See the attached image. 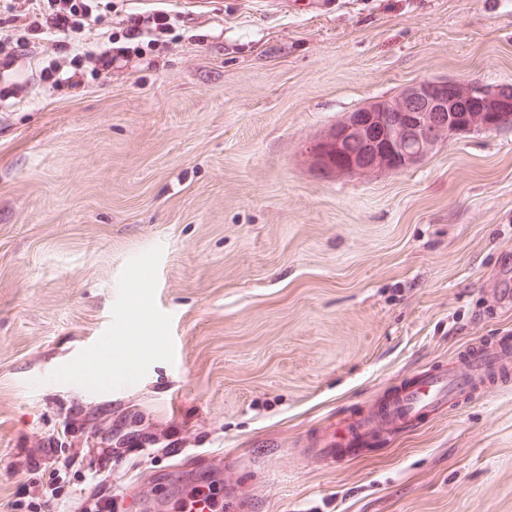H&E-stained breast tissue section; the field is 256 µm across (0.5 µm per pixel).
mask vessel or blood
I'll return each instance as SVG.
<instances>
[{"instance_id": "1", "label": "vessel or blood", "mask_w": 512, "mask_h": 512, "mask_svg": "<svg viewBox=\"0 0 512 512\" xmlns=\"http://www.w3.org/2000/svg\"><path fill=\"white\" fill-rule=\"evenodd\" d=\"M512 379V340L494 347L474 346L458 359L401 379L346 421L321 428L306 442L310 457L322 464L356 456L373 442L390 434H406L428 423L437 411L482 393L488 386ZM248 512L249 497L229 484L223 494L198 488L183 512Z\"/></svg>"}]
</instances>
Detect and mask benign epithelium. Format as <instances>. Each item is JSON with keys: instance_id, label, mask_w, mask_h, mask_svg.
<instances>
[{"instance_id": "1", "label": "benign epithelium", "mask_w": 512, "mask_h": 512, "mask_svg": "<svg viewBox=\"0 0 512 512\" xmlns=\"http://www.w3.org/2000/svg\"><path fill=\"white\" fill-rule=\"evenodd\" d=\"M511 120L512 103L500 89L477 80L428 78L348 113L310 146L308 157L336 176L400 172L424 161L462 125L491 132ZM351 142L363 150L347 153Z\"/></svg>"}]
</instances>
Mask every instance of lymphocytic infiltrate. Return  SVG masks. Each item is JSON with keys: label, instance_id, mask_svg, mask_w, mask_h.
Returning <instances> with one entry per match:
<instances>
[{"label": "lymphocytic infiltrate", "instance_id": "obj_1", "mask_svg": "<svg viewBox=\"0 0 512 512\" xmlns=\"http://www.w3.org/2000/svg\"><path fill=\"white\" fill-rule=\"evenodd\" d=\"M115 0H8L0 14V77L12 72L22 48L50 47L52 56L39 72L41 85L53 90L84 86L87 73H100L129 55L151 49L173 32L178 16L164 9L127 13L113 27ZM99 32L98 50L87 38Z\"/></svg>", "mask_w": 512, "mask_h": 512}]
</instances>
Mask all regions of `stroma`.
<instances>
[{
    "label": "stroma",
    "mask_w": 512,
    "mask_h": 512,
    "mask_svg": "<svg viewBox=\"0 0 512 512\" xmlns=\"http://www.w3.org/2000/svg\"><path fill=\"white\" fill-rule=\"evenodd\" d=\"M169 2L192 38L51 93L25 50L0 105V512L70 457L66 512H170L198 476L253 512H512V381L354 458L303 451L512 335V127L397 174L304 156L413 82L512 84V0ZM128 412L158 444L88 447Z\"/></svg>",
    "instance_id": "1"
}]
</instances>
